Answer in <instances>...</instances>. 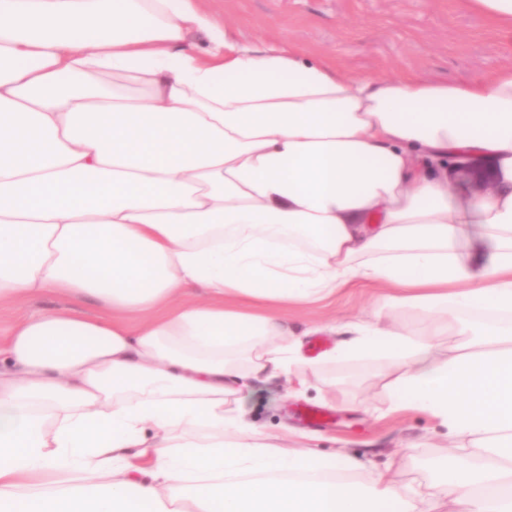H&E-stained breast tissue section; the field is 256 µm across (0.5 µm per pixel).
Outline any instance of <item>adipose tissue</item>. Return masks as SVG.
I'll return each instance as SVG.
<instances>
[{
  "label": "adipose tissue",
  "instance_id": "obj_1",
  "mask_svg": "<svg viewBox=\"0 0 512 512\" xmlns=\"http://www.w3.org/2000/svg\"><path fill=\"white\" fill-rule=\"evenodd\" d=\"M356 282L425 336L350 319L326 358L389 361L385 414L469 460L433 483L336 480L364 463L244 419L249 382L316 369L289 306ZM46 294L102 310L0 339V512H512V67L355 75L205 0H0V307ZM452 309L490 321L442 356Z\"/></svg>",
  "mask_w": 512,
  "mask_h": 512
}]
</instances>
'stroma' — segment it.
Returning a JSON list of instances; mask_svg holds the SVG:
<instances>
[{"instance_id": "1", "label": "stroma", "mask_w": 512, "mask_h": 512, "mask_svg": "<svg viewBox=\"0 0 512 512\" xmlns=\"http://www.w3.org/2000/svg\"><path fill=\"white\" fill-rule=\"evenodd\" d=\"M208 6L230 23L238 41L277 38L326 55L354 74L413 72L451 82L486 78L512 65V34L491 27L463 0H209ZM384 308L375 284L359 282L327 300L289 308L288 321L295 329H309L303 352L312 359L314 340L323 341L327 352L337 342L327 324L350 316L365 319ZM387 379V361L375 356L321 363L301 394L286 393L281 383L256 390L245 402V419L273 443L297 430L310 435L318 453L340 450L366 461L359 481L371 482L394 461L405 482H426L453 464L445 431L419 414L377 419ZM309 408L327 413L329 422L309 425L300 416Z\"/></svg>"}]
</instances>
